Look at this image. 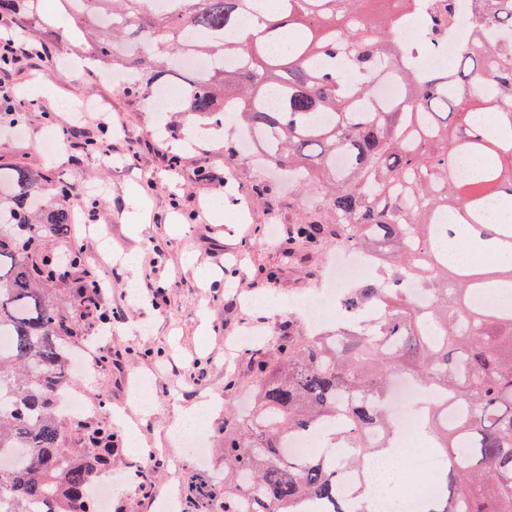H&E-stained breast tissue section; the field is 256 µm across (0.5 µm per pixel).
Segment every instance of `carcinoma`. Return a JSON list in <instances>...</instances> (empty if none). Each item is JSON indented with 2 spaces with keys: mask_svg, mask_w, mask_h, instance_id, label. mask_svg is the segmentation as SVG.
<instances>
[{
  "mask_svg": "<svg viewBox=\"0 0 512 512\" xmlns=\"http://www.w3.org/2000/svg\"><path fill=\"white\" fill-rule=\"evenodd\" d=\"M64 0L85 27L93 60L136 71L134 92L180 74L186 55L242 60L239 69L190 74L183 111L269 138L264 157L295 171L298 186L323 187L336 230L346 245L375 253L389 271L347 290L346 318L380 303L384 317L368 329L334 336L278 337L246 350L258 378L253 411L224 422V476L196 484L194 500L208 512H306L310 503L349 512L336 472L321 457L292 458L284 440L299 431L343 448L337 465L357 470L390 445L392 425L382 407L401 373L449 396L453 414L438 406L426 423L444 449L441 484L425 512H512V221L488 217L512 194V0H470L477 23L448 70L401 65L407 48L397 37L399 12L373 18L370 0H277L273 12L231 41L258 0ZM459 0H435L427 29L413 48L435 52ZM38 0H0V16H23L39 26ZM405 86L396 102L373 101L380 67ZM490 86L489 121L474 119L467 83ZM495 152L464 180L461 158ZM0 512H97L94 489L112 463V427L65 417L61 402L73 382L69 361L82 322L103 319L102 284L87 275L73 312L56 306L49 284L67 283L81 266H61L51 238H71L72 184L58 190L63 204L42 215L41 176L0 165ZM469 230L464 242L493 272L448 263L454 239L446 226ZM293 237L314 245L325 237L312 217L294 224ZM414 280L429 295L416 308L407 296ZM376 429L382 441L365 439Z\"/></svg>",
  "mask_w": 512,
  "mask_h": 512,
  "instance_id": "carcinoma-1",
  "label": "carcinoma"
}]
</instances>
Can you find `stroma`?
I'll list each match as a JSON object with an SVG mask.
<instances>
[{
	"mask_svg": "<svg viewBox=\"0 0 512 512\" xmlns=\"http://www.w3.org/2000/svg\"><path fill=\"white\" fill-rule=\"evenodd\" d=\"M43 14L47 27L37 33L26 20L0 17V33L52 42L57 58L11 69L16 100L30 110L17 134L10 130L12 111L0 106V163L20 162L45 174L41 194L53 204L61 180L105 187L90 211L110 230L111 255L82 230L74 235L83 269L107 284L101 306L115 313L103 347L110 360L88 377H74L73 393L92 403L104 400L91 421L105 424L110 413L125 412L155 452L151 459L132 452L127 432L115 426L111 473L119 490L111 512H157L164 491L181 496L195 480L223 472L224 419L252 405L256 377L243 358L225 370V340L250 331L277 336L286 325H300L292 303L322 289L336 239L328 236L315 246L268 241L271 215L289 228L320 212V188L289 187L257 156L227 159L224 127L200 128L194 115L176 109L152 112L149 90L129 95L99 71L67 68L76 55L69 39L76 24L61 0H45ZM87 100L103 104L96 121L69 139L64 155L49 159L43 141L72 123L71 107ZM109 127L127 131L111 140L112 163L85 157V141L103 139ZM270 183L277 186L274 196L255 193L256 185ZM132 191L143 202L137 231L126 217ZM243 194L252 215L239 224ZM230 372L237 383L228 391ZM148 375L154 378L153 412L145 417L131 389L135 377ZM212 397L217 406L206 421L209 454L201 461L170 444L167 432L179 409Z\"/></svg>",
	"mask_w": 512,
	"mask_h": 512,
	"instance_id": "obj_1",
	"label": "stroma"
}]
</instances>
